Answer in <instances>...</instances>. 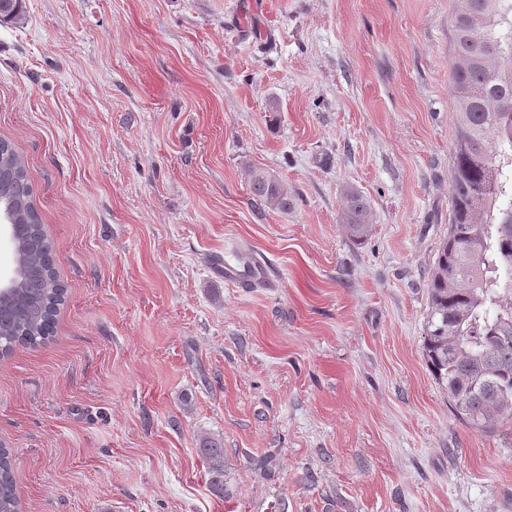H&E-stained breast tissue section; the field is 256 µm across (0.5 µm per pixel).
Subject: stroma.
<instances>
[{"label": "stroma", "mask_w": 512, "mask_h": 512, "mask_svg": "<svg viewBox=\"0 0 512 512\" xmlns=\"http://www.w3.org/2000/svg\"><path fill=\"white\" fill-rule=\"evenodd\" d=\"M452 7L23 0L0 22V138L67 286L53 338L0 360L22 512H512V423L469 427L422 355ZM253 167L291 210L253 199ZM228 249L264 281L217 274ZM340 221L352 237H366L371 228V210L367 200L359 193L348 191L340 213ZM197 452L206 464L210 488L217 495H224V442L219 438L201 436Z\"/></svg>", "instance_id": "obj_1"}]
</instances>
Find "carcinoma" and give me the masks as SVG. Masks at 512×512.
Instances as JSON below:
<instances>
[{
    "mask_svg": "<svg viewBox=\"0 0 512 512\" xmlns=\"http://www.w3.org/2000/svg\"><path fill=\"white\" fill-rule=\"evenodd\" d=\"M451 64L455 138L451 216L429 280L427 364L458 415L478 431L512 421V0H454ZM250 191L274 211L293 200L275 175L250 172ZM16 224L15 288L0 297V356L54 332L64 288L33 203L31 179L0 139V206ZM340 221L355 238L371 228L367 200L349 191ZM209 486L224 494V442L202 436ZM0 512H21L10 451L0 446Z\"/></svg>",
    "mask_w": 512,
    "mask_h": 512,
    "instance_id": "carcinoma-1",
    "label": "carcinoma"
}]
</instances>
